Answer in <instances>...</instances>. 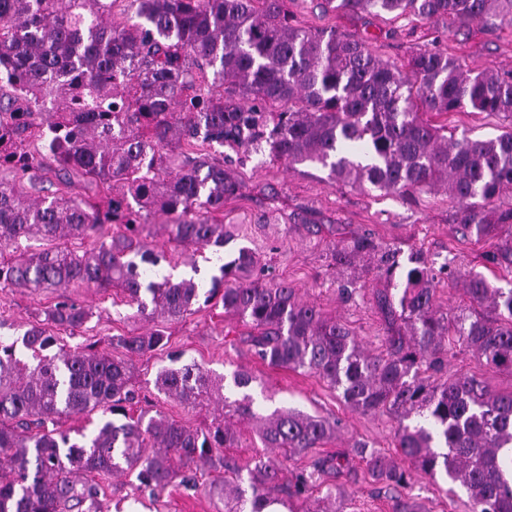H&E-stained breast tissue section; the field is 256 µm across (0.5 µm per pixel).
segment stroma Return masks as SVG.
Returning a JSON list of instances; mask_svg holds the SVG:
<instances>
[{"label": "stroma", "mask_w": 512, "mask_h": 512, "mask_svg": "<svg viewBox=\"0 0 512 512\" xmlns=\"http://www.w3.org/2000/svg\"><path fill=\"white\" fill-rule=\"evenodd\" d=\"M286 7L293 25L367 39L381 59L398 65L419 50L437 48L467 71H512V23L480 22L464 30L447 20L413 21L387 13L363 17L326 13L318 8L317 0H288ZM436 122L455 134L473 138H491L512 127L507 117L469 108L437 117ZM235 168L244 184L243 194L225 203L224 221L235 225L238 237L224 247L223 256H232L243 246L250 248L264 268L266 280L287 279L302 300L345 322L366 350H375L379 344V321L371 296L354 304L342 302L339 297L330 250L341 238L369 232L382 244L402 252L418 249L431 261L453 260L454 276L441 279L435 292L437 306L451 314L468 306L460 290V278L469 271L483 273L498 287L512 288V266L505 262L493 265L484 259L485 253L506 247L511 240L503 235L478 242L456 235L452 230L455 208L444 191L422 192L405 201L369 186L351 188L330 183L327 169L317 165L291 169L255 154L236 162ZM166 220L163 213L154 214L149 237L151 244L166 253V273L209 285L218 272L216 262L193 259L191 250L168 243L162 230ZM68 293L76 303L91 308L93 315L74 334L63 335L62 345L73 348L95 341L114 357L127 358L133 380L146 397L144 407L150 412L198 429L212 421L211 410L187 408L158 394L155 379L171 367L170 354L175 351L181 355V364L196 363L216 375L229 377L237 370L248 371L253 376L249 391L265 412L297 409L338 421L340 432L324 445V452L349 448L358 441L390 453L395 450V425L387 416L352 410L339 391L318 377L262 363L240 341L248 333V326L225 315L223 308L196 307L176 322L145 320L115 291L81 285L69 288ZM53 300L50 293L0 288V342L17 343V355L25 356L19 342L25 330L42 319ZM152 329L169 334L166 348L129 357L112 345L113 337ZM448 371L474 375L493 392L512 388V373L489 369L459 347L448 359ZM218 476V471L210 468L197 472L196 489L172 487L154 498L135 492L136 476L132 473L103 479L101 485L105 503L119 506L120 512H221L222 503L207 493ZM335 484L345 491V512H394L392 500L380 495L362 462H354L351 471L340 475ZM407 493L421 512H471L463 488L446 492L415 471L410 474Z\"/></svg>", "instance_id": "obj_1"}]
</instances>
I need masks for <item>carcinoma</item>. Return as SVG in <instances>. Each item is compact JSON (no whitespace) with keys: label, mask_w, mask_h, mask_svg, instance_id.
Returning <instances> with one entry per match:
<instances>
[{"label":"carcinoma","mask_w":512,"mask_h":512,"mask_svg":"<svg viewBox=\"0 0 512 512\" xmlns=\"http://www.w3.org/2000/svg\"><path fill=\"white\" fill-rule=\"evenodd\" d=\"M286 2L130 0L118 23L116 0H0V167L16 172L0 179V244L92 241L80 254L57 245L0 259V288L59 292L22 337L27 359L12 344L0 347V512H106L95 475L134 472L137 490L152 497L190 483L187 469L235 475L219 454L240 440L233 419L257 423L269 452L250 471L249 489L234 477L210 485L224 512H264L275 493L301 502L289 512H332L305 504L315 484L355 457L394 494L395 512H420L403 495L412 469L464 488L472 512H512V391L492 393L468 374L432 380L457 343L489 368L512 372V288L470 272L462 281L470 307L450 315L435 303L438 275L452 274L448 263L413 251L398 283L397 250L369 233L344 238L331 259L358 275L339 285L340 297L356 301L369 275L380 284L373 302L382 350L371 353L288 281L255 275L248 248L223 262L204 292L192 277L140 272L165 259L144 236L157 210L170 217L168 240L187 249H221L234 239L224 201L242 184L224 166V146L290 167L317 164L334 182L404 198L443 188L456 205L455 231L478 240L512 232V204H501L512 194V129L456 137L423 118L468 107L512 116V72L465 71L436 50L399 68L365 39L291 25ZM324 2L336 12L448 18L467 28L492 17L512 22V0ZM197 144L209 152L183 151ZM54 167L96 183L109 194L107 208L22 193L23 179L40 181ZM74 284L116 289L141 315L170 322L199 297L205 305L220 297L224 314L250 326L246 342L260 361L318 376L356 410L387 413L400 459L358 442L309 471L289 470L284 461L325 445L336 423L294 410L264 416L247 393L222 397L205 431L143 408L130 416L141 397L126 361L95 342L50 353L54 331H74L92 316L61 293ZM113 342L140 355L169 338L156 329ZM156 388L196 408L223 390V379L184 365L162 370ZM93 411L102 418L90 434L59 426L64 416Z\"/></svg>","instance_id":"obj_1"}]
</instances>
